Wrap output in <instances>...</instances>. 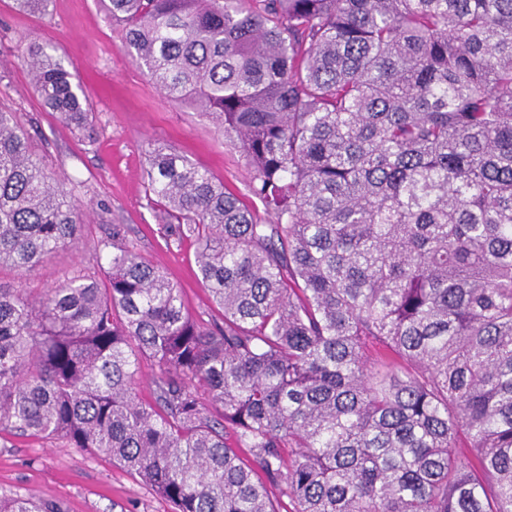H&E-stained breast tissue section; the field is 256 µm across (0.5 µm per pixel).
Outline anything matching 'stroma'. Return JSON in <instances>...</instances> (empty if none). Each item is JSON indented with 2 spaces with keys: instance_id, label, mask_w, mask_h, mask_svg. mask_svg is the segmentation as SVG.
Masks as SVG:
<instances>
[{
  "instance_id": "35a3bbf8",
  "label": "stroma",
  "mask_w": 512,
  "mask_h": 512,
  "mask_svg": "<svg viewBox=\"0 0 512 512\" xmlns=\"http://www.w3.org/2000/svg\"><path fill=\"white\" fill-rule=\"evenodd\" d=\"M75 64L94 113L93 137L47 111L23 64L30 43ZM0 108L18 113L48 169L68 177L81 208L75 247L56 252L26 276L0 271V284L36 294L61 284L76 269L99 271V243L112 225L180 288L186 310L220 320L195 261V245L169 240L163 204L145 190L146 150L163 145L209 170L251 200L250 169L239 148L194 107L168 99L129 54L125 31L105 0H52L48 14L0 0ZM35 494L66 512H169L168 503L104 456L33 436H0V493Z\"/></svg>"
}]
</instances>
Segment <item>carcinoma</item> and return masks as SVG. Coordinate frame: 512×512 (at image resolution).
Masks as SVG:
<instances>
[{
    "label": "carcinoma",
    "instance_id": "cac0c4a2",
    "mask_svg": "<svg viewBox=\"0 0 512 512\" xmlns=\"http://www.w3.org/2000/svg\"><path fill=\"white\" fill-rule=\"evenodd\" d=\"M109 3L159 89L236 141L271 219L151 147L148 192L223 324L114 224L104 274L0 285V433L102 454L171 512H512V0ZM27 64L92 130L75 66L39 43ZM78 228L1 108L0 267ZM0 512L64 509L3 492Z\"/></svg>",
    "mask_w": 512,
    "mask_h": 512
}]
</instances>
